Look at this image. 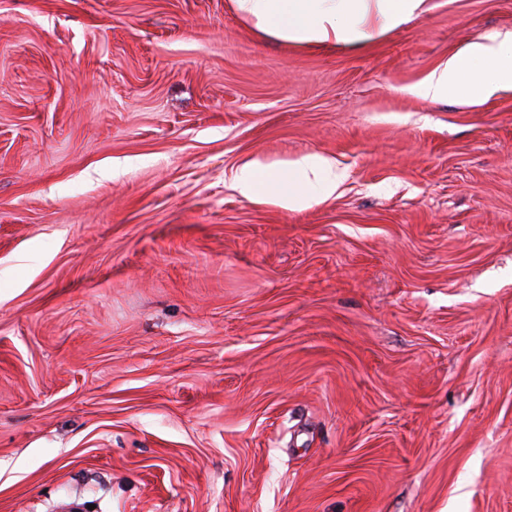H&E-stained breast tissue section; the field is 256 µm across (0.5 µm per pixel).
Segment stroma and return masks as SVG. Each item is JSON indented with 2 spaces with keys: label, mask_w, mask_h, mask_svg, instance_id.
Masks as SVG:
<instances>
[{
  "label": "stroma",
  "mask_w": 512,
  "mask_h": 512,
  "mask_svg": "<svg viewBox=\"0 0 512 512\" xmlns=\"http://www.w3.org/2000/svg\"><path fill=\"white\" fill-rule=\"evenodd\" d=\"M427 6L0 0V512H512V92H413L512 0ZM255 27L285 42L317 45L370 40L427 12L426 0H234ZM261 167L259 162L252 161L234 173V188L248 200L296 210L320 204L336 194V173L329 161L318 155L287 162L270 177L265 192L260 181Z\"/></svg>",
  "instance_id": "1"
}]
</instances>
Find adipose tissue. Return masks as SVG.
Masks as SVG:
<instances>
[{
    "mask_svg": "<svg viewBox=\"0 0 512 512\" xmlns=\"http://www.w3.org/2000/svg\"><path fill=\"white\" fill-rule=\"evenodd\" d=\"M255 27L285 42L317 45L370 40L406 20L425 14L426 0H234ZM512 91V31L477 38L440 63L415 87L426 99L455 98L481 102ZM253 161L233 176L234 188L246 199L271 202L286 210L322 203L338 184L329 161L308 155L287 162L268 183Z\"/></svg>",
    "mask_w": 512,
    "mask_h": 512,
    "instance_id": "ef3b65f1",
    "label": "adipose tissue"
}]
</instances>
